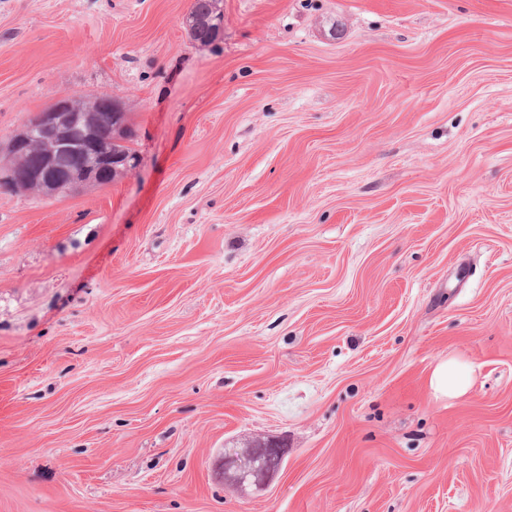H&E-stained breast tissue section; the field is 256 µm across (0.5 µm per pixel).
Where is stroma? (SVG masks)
<instances>
[{
    "label": "stroma",
    "instance_id": "1",
    "mask_svg": "<svg viewBox=\"0 0 512 512\" xmlns=\"http://www.w3.org/2000/svg\"><path fill=\"white\" fill-rule=\"evenodd\" d=\"M190 5L0 0V151L69 92L138 156L0 187V512H512V0ZM218 2L219 0H193L190 13L203 20H200L188 13L185 18V25L189 32H191L195 27L200 26L201 23L212 25L217 27L219 30L223 29L224 15L222 12L211 19H205L214 12L217 8ZM191 37L194 41L203 45H209L217 39L216 35L212 34L210 28L205 25L197 28L195 33L191 34ZM430 383L435 392L448 398L463 395L470 386L468 376L454 359L439 362L432 370ZM273 452L279 457L277 465L271 460ZM286 452V448L272 442L257 444L246 451L225 448L224 475L230 474L241 487L264 485L278 473Z\"/></svg>",
    "mask_w": 512,
    "mask_h": 512
}]
</instances>
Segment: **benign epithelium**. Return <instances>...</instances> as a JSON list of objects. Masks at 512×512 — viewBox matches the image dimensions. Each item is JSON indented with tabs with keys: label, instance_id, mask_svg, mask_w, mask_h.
<instances>
[{
	"label": "benign epithelium",
	"instance_id": "1",
	"mask_svg": "<svg viewBox=\"0 0 512 512\" xmlns=\"http://www.w3.org/2000/svg\"><path fill=\"white\" fill-rule=\"evenodd\" d=\"M74 95L62 94L48 109L34 115L23 130L13 136L6 155V176L1 181L17 192L47 195L75 191L99 184L100 175L130 171L135 159L120 153L116 145L128 134L126 115L113 101L106 106L94 100L79 110ZM74 156V163L59 173L57 157ZM287 449L268 442L242 451L224 449V474L241 486H261L278 473L280 465L271 454L284 460Z\"/></svg>",
	"mask_w": 512,
	"mask_h": 512
}]
</instances>
